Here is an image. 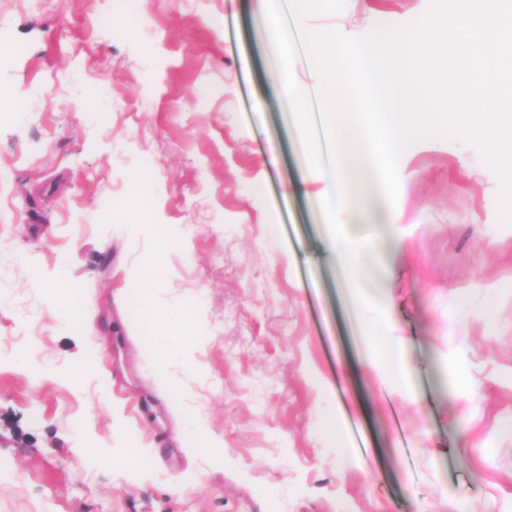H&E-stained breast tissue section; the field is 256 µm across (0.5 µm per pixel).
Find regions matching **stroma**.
Listing matches in <instances>:
<instances>
[{
	"instance_id": "35a3bbf8",
	"label": "stroma",
	"mask_w": 512,
	"mask_h": 512,
	"mask_svg": "<svg viewBox=\"0 0 512 512\" xmlns=\"http://www.w3.org/2000/svg\"><path fill=\"white\" fill-rule=\"evenodd\" d=\"M430 0H345L349 36ZM266 0H0V512H512V222L472 142L408 148L372 193L384 380L278 90ZM83 86L72 92L71 81ZM107 83L103 111L95 88ZM199 305L197 368L158 370L132 277ZM87 313L63 328L58 303ZM473 387L461 389L460 377ZM411 391L415 401L403 393ZM201 417L223 457L197 453ZM166 438L157 446L156 434Z\"/></svg>"
}]
</instances>
